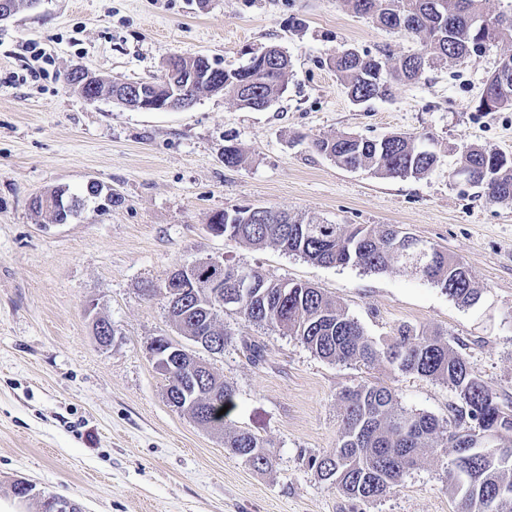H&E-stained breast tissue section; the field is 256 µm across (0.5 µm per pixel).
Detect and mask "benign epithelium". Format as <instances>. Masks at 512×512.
Returning a JSON list of instances; mask_svg holds the SVG:
<instances>
[{"label": "benign epithelium", "mask_w": 512, "mask_h": 512, "mask_svg": "<svg viewBox=\"0 0 512 512\" xmlns=\"http://www.w3.org/2000/svg\"><path fill=\"white\" fill-rule=\"evenodd\" d=\"M66 80L71 85H79L85 89L84 98L89 102L111 100L129 109L143 112L186 110L194 106L197 96L191 93V89L197 85L209 87L211 93L224 90V70L213 69L199 72L195 69L177 71L172 66L165 65L164 77L161 82L147 92L137 83L122 82L115 87L97 92L98 76L85 70L74 69L67 74ZM209 271L214 273L208 287L211 288L210 307L218 312L224 311V280L220 276L224 269V260L208 258L204 263ZM200 266L194 263L182 266L170 271L163 285V292L168 298L169 307L180 308L181 298L189 292L194 285L192 273ZM212 355H218L224 351V337L212 330L197 337ZM166 351L160 354L159 364L165 366L171 359L180 357L191 363L195 369L209 370L207 365L199 363L192 351L177 341L168 339L163 341Z\"/></svg>", "instance_id": "7a95c632"}]
</instances>
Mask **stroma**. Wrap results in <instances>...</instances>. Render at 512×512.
Masks as SVG:
<instances>
[{
	"mask_svg": "<svg viewBox=\"0 0 512 512\" xmlns=\"http://www.w3.org/2000/svg\"><path fill=\"white\" fill-rule=\"evenodd\" d=\"M30 43L44 59L26 52ZM271 45L288 54L292 77L264 111L204 94L187 111L141 112L87 102L65 82L75 68L149 80L177 55L231 70ZM349 47L401 56L422 43L354 14L345 0H38L0 21V497L26 482L27 512H42L49 496L78 512H457L450 447L427 453L375 502L346 497L308 464L336 446L343 389L382 384L400 407L447 429L462 402L446 384L332 363L294 337L224 313L232 340L205 357L236 390L219 433L168 404L151 350L156 338L180 334L163 298L146 288L171 269L222 257L320 288L376 341L403 324L441 335L512 403V201L454 175L472 147L512 156V107L477 109L512 42L435 60L391 98L363 105L331 67ZM342 133H406L439 164L407 179L344 168L312 146ZM230 144L243 154L233 166L224 162ZM91 181L118 203L88 196ZM57 187L86 199L66 224L31 208ZM246 206L398 226L463 262L480 299L458 304L397 265L321 266L210 231L214 213ZM99 319L114 329L106 346L94 335ZM246 341L264 345L263 362L248 360ZM227 430L267 441L269 467L231 454Z\"/></svg>",
	"mask_w": 512,
	"mask_h": 512,
	"instance_id": "stroma-1",
	"label": "stroma"
}]
</instances>
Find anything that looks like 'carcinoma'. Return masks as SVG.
Masks as SVG:
<instances>
[{"label": "carcinoma", "instance_id": "carcinoma-1", "mask_svg": "<svg viewBox=\"0 0 512 512\" xmlns=\"http://www.w3.org/2000/svg\"><path fill=\"white\" fill-rule=\"evenodd\" d=\"M353 12L385 28L402 31L422 40L424 49L407 55L369 57L341 51L334 57L336 75L356 105L392 95L394 86L419 79L434 57L453 61L478 55L496 42L512 37V12L492 16L493 25L477 27L473 18L484 15L483 0H346ZM290 60L281 50L251 53L246 66L224 74V96L237 105L261 110L287 90ZM499 77L491 74L479 100L478 110L490 111L488 100L497 94ZM314 148L350 169L369 168L389 178H420L438 164L437 154L416 143L409 134L369 140L353 135L317 138ZM471 171V182L481 185L493 200H512V157L498 151L472 148L463 155ZM83 205L75 198L72 206L58 211L43 208L42 196L32 209L48 215L51 223L65 224ZM235 232L229 225L209 229L233 240L263 248L276 246L324 266L353 265L379 272L396 262L412 273L439 286L463 306L480 298L461 262L437 246L418 261L396 247L403 232L393 226L374 229L366 225L328 224L316 217L293 215L269 209L265 221L246 217L247 209H236ZM255 288L241 300L236 314L259 326H269L295 337L318 357L335 363L361 362L367 366L386 362L405 374H417L448 384L460 396L454 436L461 432L475 438L471 444L454 446L455 457L448 471V485L459 498L458 512H512V410L501 404L486 383L471 369L467 359L444 338L401 325L394 336L379 343L364 332L342 305L308 284L273 281L251 270ZM176 321L179 332L195 336L216 326L196 296H185ZM169 393H178L181 411L197 423L220 431L224 416L212 420L202 416L205 399L196 397L184 383L183 366L164 370ZM212 392L211 407L233 409L235 389L217 374L207 377ZM343 429L332 452L309 459L320 479L336 486L352 499L380 500L396 488L403 476L430 449L440 430L439 421L426 413H409L399 408L392 390L380 384L346 390ZM496 444H486V435ZM224 447L261 470L269 464L267 442L245 430L224 435Z\"/></svg>", "mask_w": 512, "mask_h": 512}]
</instances>
